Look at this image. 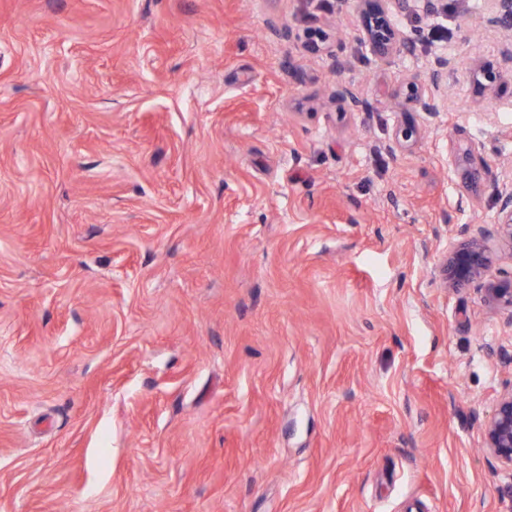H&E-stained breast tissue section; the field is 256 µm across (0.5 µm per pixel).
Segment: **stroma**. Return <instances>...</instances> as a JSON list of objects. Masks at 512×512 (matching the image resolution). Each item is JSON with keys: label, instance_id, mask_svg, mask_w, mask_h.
<instances>
[{"label": "stroma", "instance_id": "obj_1", "mask_svg": "<svg viewBox=\"0 0 512 512\" xmlns=\"http://www.w3.org/2000/svg\"><path fill=\"white\" fill-rule=\"evenodd\" d=\"M487 16L412 0L384 63L353 0H0V512H512V316L439 274L512 173ZM452 70L447 56L437 55L425 79H413L403 88L406 101L413 103L422 112H440L444 107V94L448 89V73ZM456 153V162L462 171L463 188L467 192L474 193L479 186V177L484 163L481 159H477L474 155L472 146L457 144L454 147ZM478 164L479 168L474 166ZM484 451L512 470V382L497 397L483 425Z\"/></svg>", "mask_w": 512, "mask_h": 512}]
</instances>
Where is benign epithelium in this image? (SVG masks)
I'll return each instance as SVG.
<instances>
[{"instance_id":"obj_1","label":"benign epithelium","mask_w":512,"mask_h":512,"mask_svg":"<svg viewBox=\"0 0 512 512\" xmlns=\"http://www.w3.org/2000/svg\"><path fill=\"white\" fill-rule=\"evenodd\" d=\"M408 0H357L360 37L371 54L389 62L407 41L403 32L392 22L393 13L406 7ZM487 22L500 30L512 42V0H487ZM451 61L444 55L434 58L424 79H413L403 88L406 101L421 111L437 113L444 107ZM506 70L476 55L471 58L470 81L475 96L487 99L497 96V88ZM337 99L353 106L362 105L353 83L336 85ZM419 130L410 124L399 126L394 134V147L404 149L415 142ZM456 162L462 171L463 188L477 191L482 160L476 158L470 146L454 147ZM506 244L512 249V176L501 182L497 192V214L491 224H469L459 232V238L448 246L440 261V274L446 287L454 291L474 289L481 293L487 305L512 313V275L492 274L497 262V247ZM484 451L501 466L512 470V382L497 397L494 409L483 425Z\"/></svg>"}]
</instances>
